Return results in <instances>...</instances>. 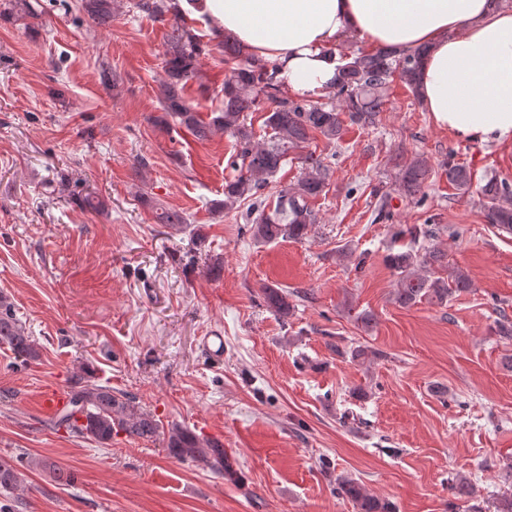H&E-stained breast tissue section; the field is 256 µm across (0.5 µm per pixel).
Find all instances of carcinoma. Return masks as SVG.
<instances>
[{"instance_id": "obj_1", "label": "carcinoma", "mask_w": 512, "mask_h": 512, "mask_svg": "<svg viewBox=\"0 0 512 512\" xmlns=\"http://www.w3.org/2000/svg\"><path fill=\"white\" fill-rule=\"evenodd\" d=\"M121 5L117 0H80L78 9L96 25H107ZM131 8L159 23L169 24L165 33V61L159 80V100L165 116L184 127L194 138L206 140L218 129L228 133L237 146V155L230 163L236 174L224 180V201L219 207L230 213L261 196L270 179L286 163L290 152L318 134L329 142L340 138L344 118L353 124L369 126L386 105L389 79L399 73L415 97H420L417 83L418 68L423 50L420 48L371 54H341L343 77L327 96V101L315 105L306 99L282 95L273 66L255 60L240 45L226 36L217 43L224 54L229 75L224 79V108L205 122L187 105L184 92L188 82L200 73L205 47L194 29L179 19L181 9L176 0H133ZM8 10L32 19L45 13L40 0H9ZM251 112L263 113V124L272 131L270 139L255 141ZM306 172L292 184L281 188L277 202L270 209H261L251 219L253 236L260 242L279 239L301 240L316 217L308 206L325 192L330 168L323 160L311 155L304 157ZM448 184L466 190L471 184L469 169L457 162L453 154L443 163ZM429 178V168L415 158L401 168L400 189L415 198L423 193ZM487 200L486 219L490 224L512 233V184L506 179L490 178L482 188ZM159 224L177 226L187 223L179 211L166 207L155 208ZM397 234L412 240H431L436 229L430 224H413L400 228ZM387 263L397 275L394 303L410 307L425 300L443 306L448 298L471 288L468 275L460 270H448L445 253L436 247L424 251L408 248L391 252ZM265 306L275 315L286 318L290 313L287 294L280 288L263 290ZM0 345L7 346L23 363L40 359L39 344L29 335L26 325L16 317L9 298L0 293ZM69 391V406L52 418L54 428H64L71 436L92 439L101 444L112 441L120 432L129 437L152 440L162 438L168 453L179 460L201 463L214 475L231 483L240 476L235 461L224 450V444L211 437L199 435L174 423L167 431L152 413L126 395L112 391L85 378L89 368L80 367ZM24 483L10 461L0 458V496H8ZM339 495L351 500L357 512H394L391 502L368 492L358 482L341 477L336 482Z\"/></svg>"}]
</instances>
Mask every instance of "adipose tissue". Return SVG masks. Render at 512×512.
<instances>
[{"mask_svg":"<svg viewBox=\"0 0 512 512\" xmlns=\"http://www.w3.org/2000/svg\"><path fill=\"white\" fill-rule=\"evenodd\" d=\"M217 28L270 63L283 91L325 96L345 36L380 49L424 48L421 100L466 142H512V9L498 0H204Z\"/></svg>","mask_w":512,"mask_h":512,"instance_id":"obj_1","label":"adipose tissue"}]
</instances>
